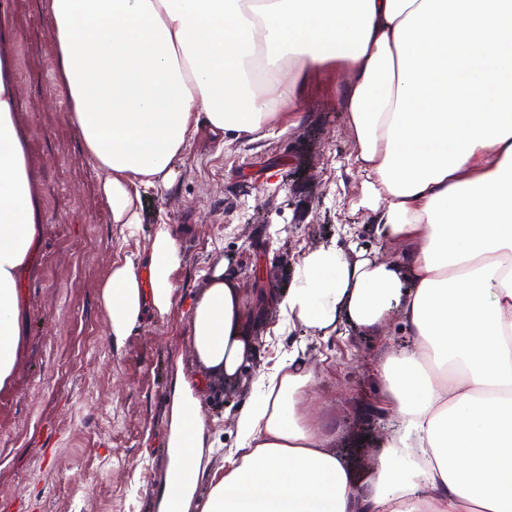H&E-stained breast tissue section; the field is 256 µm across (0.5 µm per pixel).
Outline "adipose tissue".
Instances as JSON below:
<instances>
[{
  "label": "adipose tissue",
  "mask_w": 512,
  "mask_h": 512,
  "mask_svg": "<svg viewBox=\"0 0 512 512\" xmlns=\"http://www.w3.org/2000/svg\"><path fill=\"white\" fill-rule=\"evenodd\" d=\"M70 125L104 171L111 223L136 232L140 189H167L189 140H256L301 119L299 84L336 70L359 206L410 245L402 262L350 259L335 241L296 264L283 324L370 329L398 316L410 338L379 375L396 425L356 499L350 469L313 411L298 349L260 375L237 416L241 449L206 474L200 395L254 349L242 297L217 262L194 297L198 371L178 372L167 445L182 478L166 512H512V0H50ZM0 65V389L20 336L18 285L39 213ZM182 252L156 225L144 265L99 286L108 339L170 313ZM203 499H195L199 484Z\"/></svg>",
  "instance_id": "obj_1"
}]
</instances>
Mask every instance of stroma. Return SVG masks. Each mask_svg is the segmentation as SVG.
Returning <instances> with one entry per match:
<instances>
[{
  "label": "stroma",
  "mask_w": 512,
  "mask_h": 512,
  "mask_svg": "<svg viewBox=\"0 0 512 512\" xmlns=\"http://www.w3.org/2000/svg\"><path fill=\"white\" fill-rule=\"evenodd\" d=\"M0 10V55L8 56L42 214L34 260L20 292L16 369L0 390V503L22 497V512H158L163 453L178 369L197 364L188 327L193 297L217 260L243 297L242 327L260 337L256 357L234 384L213 381L201 397L207 435L236 451V419L263 368L299 345L313 370L314 410L328 419L332 447L345 454L366 439L358 492L392 427L376 370L407 336L398 318L374 329L341 323L329 335L280 332L288 275L304 254L335 236L350 259L401 260L406 245L381 239L372 212L357 207L362 178L336 71L320 73L301 96L303 119L284 133L249 141L200 132L186 146L172 185L141 191L143 224L125 236L107 219L103 177L67 121L57 88L49 0H8ZM169 225L183 254L174 279L181 298L165 317H146L122 348L108 341L98 285L113 262L144 261L155 225ZM52 462H45L47 450Z\"/></svg>",
  "instance_id": "1"
}]
</instances>
